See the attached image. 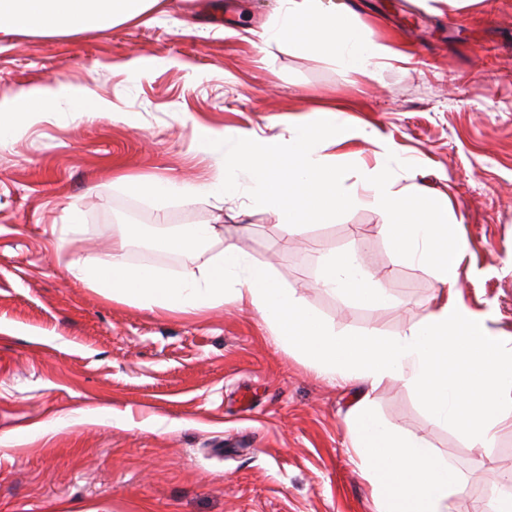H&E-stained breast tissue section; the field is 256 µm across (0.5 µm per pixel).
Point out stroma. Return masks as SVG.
Wrapping results in <instances>:
<instances>
[{
    "label": "stroma",
    "instance_id": "stroma-1",
    "mask_svg": "<svg viewBox=\"0 0 512 512\" xmlns=\"http://www.w3.org/2000/svg\"><path fill=\"white\" fill-rule=\"evenodd\" d=\"M340 2L400 54L375 78L264 45L278 0H169L135 23L0 41V99L60 80L94 85L116 111L62 112L0 148V512H376L347 435L354 387L285 351L251 309L150 312L64 271L73 254L145 265L172 225L215 224L337 333L390 335L424 318L436 275L392 253L372 206L289 239L277 214L248 208L245 175L221 202L125 188L212 178L204 131L274 137L291 118L318 125L331 104L375 129L397 147L395 190L451 199L468 244L462 295L493 309L492 332L512 333V0ZM137 56L159 64L133 77ZM133 220L143 232L125 238ZM343 251L362 254L390 309L317 286L318 254ZM373 399L466 475L453 512H493L512 475L511 428L486 454L401 384ZM98 408L111 418L76 422Z\"/></svg>",
    "mask_w": 512,
    "mask_h": 512
}]
</instances>
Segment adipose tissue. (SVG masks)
<instances>
[{"label":"adipose tissue","instance_id":"ef3b65f1","mask_svg":"<svg viewBox=\"0 0 512 512\" xmlns=\"http://www.w3.org/2000/svg\"><path fill=\"white\" fill-rule=\"evenodd\" d=\"M278 23L262 35L264 44L306 48L335 58L341 67L375 77L390 47L336 0H278ZM164 0H0V39L18 34L70 35L130 23L160 9ZM87 116L108 114L112 104L92 87L60 82L21 91L0 100V147L28 126L55 115L60 107ZM218 155V174L198 183L171 179L127 180L135 194L184 201L208 195L223 199L240 174H248L252 206L274 211L284 236L305 225L335 217L345 206L361 204L347 191L332 149L357 140L374 141L373 165L361 166L357 182L385 218L382 233L392 250L439 276L440 286L427 315L407 329L383 335L377 329L341 335L328 326L295 289L284 287L270 269L232 243L196 267L169 277L150 266L128 264L120 254L93 262L67 261L70 278L101 296L136 304L148 311L194 315L227 303L255 311L280 345L320 375L367 392L349 409L346 424L360 478L368 485L377 512H451L465 477L422 439L405 433L374 410L372 394L384 383L413 391L424 411L440 425L485 449L495 444L500 425L512 426V334L491 333L492 314L468 305L458 287L457 269L468 253L466 241L448 226L453 208L447 198L393 188L394 146L375 139L344 112L326 110L320 132L289 121L283 132L264 138L242 130L232 136L204 133ZM214 224H179L165 249L194 257L220 241ZM319 286L324 291L366 303L390 306L384 288L373 281L351 252L320 256Z\"/></svg>","mask_w":512,"mask_h":512}]
</instances>
